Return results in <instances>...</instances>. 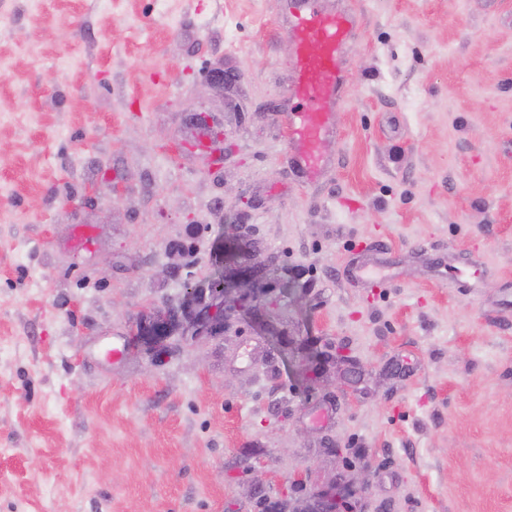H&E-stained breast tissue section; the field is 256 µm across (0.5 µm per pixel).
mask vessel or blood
Instances as JSON below:
<instances>
[{
	"label": "vessel or blood",
	"mask_w": 512,
	"mask_h": 512,
	"mask_svg": "<svg viewBox=\"0 0 512 512\" xmlns=\"http://www.w3.org/2000/svg\"><path fill=\"white\" fill-rule=\"evenodd\" d=\"M288 34L298 46L290 94L300 111L288 115V163L302 178L315 180L327 156L319 144L334 134L326 106L338 105L346 85L344 47L358 25L355 17L321 10L317 0H291Z\"/></svg>",
	"instance_id": "obj_1"
}]
</instances>
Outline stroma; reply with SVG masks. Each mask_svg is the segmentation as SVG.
Returning a JSON list of instances; mask_svg holds the SVG:
<instances>
[{
  "label": "stroma",
  "mask_w": 512,
  "mask_h": 512,
  "mask_svg": "<svg viewBox=\"0 0 512 512\" xmlns=\"http://www.w3.org/2000/svg\"><path fill=\"white\" fill-rule=\"evenodd\" d=\"M321 3L309 183L285 0H0V512H512V0ZM288 35L298 46L290 94L303 109L288 115V164L313 181L327 163L318 145L335 131L327 122L325 105L337 106L346 85L342 54L358 26L355 17L323 11L316 0H291ZM235 270L224 273V283L221 285H216L211 280L207 285L199 284L187 288L191 305L181 309V316L189 325L196 326L198 333H213L217 325H221L219 321L214 320L213 308L221 310L224 296L247 286L246 274L242 270Z\"/></svg>",
  "instance_id": "stroma-1"
}]
</instances>
